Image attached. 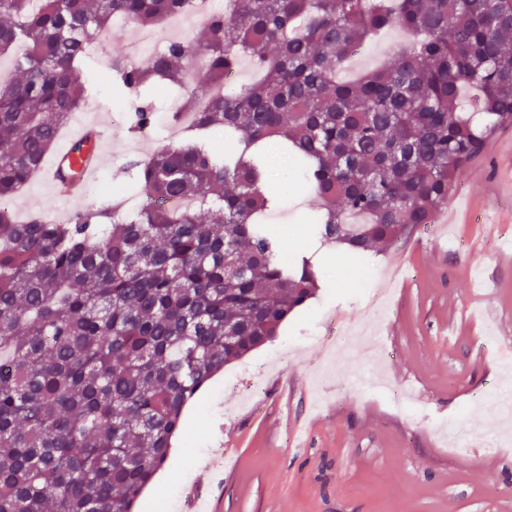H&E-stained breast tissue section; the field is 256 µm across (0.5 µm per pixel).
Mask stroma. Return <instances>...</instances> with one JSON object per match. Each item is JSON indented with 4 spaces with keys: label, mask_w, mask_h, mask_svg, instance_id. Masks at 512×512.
Listing matches in <instances>:
<instances>
[{
    "label": "stroma",
    "mask_w": 512,
    "mask_h": 512,
    "mask_svg": "<svg viewBox=\"0 0 512 512\" xmlns=\"http://www.w3.org/2000/svg\"><path fill=\"white\" fill-rule=\"evenodd\" d=\"M134 30L115 24L98 39L87 70L93 91L83 118L101 119L111 155L74 203L38 179L15 198L40 211L98 207L102 188L123 182V165L167 147L171 97L155 100V123L130 135L115 106L110 62ZM405 33L370 41L341 73L353 79L390 57ZM512 126L491 135L461 173L428 228L364 256L334 252L305 236L318 206L309 191L279 195L261 217L287 225L289 252L321 272L315 296L277 336L225 366L185 410L167 466L137 512H181L173 492L190 485L219 512H512V433L496 401L472 406L512 384ZM391 287L381 317L366 312L367 291ZM369 329L379 357L349 348L319 376L322 334L332 326ZM406 390L418 414L395 404Z\"/></svg>",
    "instance_id": "1"
}]
</instances>
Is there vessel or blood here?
Masks as SVG:
<instances>
[{"label": "vessel or blood", "mask_w": 512, "mask_h": 512, "mask_svg": "<svg viewBox=\"0 0 512 512\" xmlns=\"http://www.w3.org/2000/svg\"><path fill=\"white\" fill-rule=\"evenodd\" d=\"M104 128V123L98 120L84 124L76 132L67 136L62 145L41 167L42 177L59 197L69 200L81 198L88 181L103 166L107 156ZM83 140L88 141V148L82 153H74V145ZM65 162L70 163L71 167L77 171L76 180L67 183L60 180L58 171L61 164Z\"/></svg>", "instance_id": "1"}]
</instances>
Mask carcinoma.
<instances>
[{"label": "carcinoma", "instance_id": "1", "mask_svg": "<svg viewBox=\"0 0 512 512\" xmlns=\"http://www.w3.org/2000/svg\"><path fill=\"white\" fill-rule=\"evenodd\" d=\"M195 0H0V512H135L169 460L186 406L224 366L272 340L320 279L258 216L268 154L317 195L309 223L362 255L432 223L491 134L512 125V0H224L201 42L113 84L158 77L193 114L175 149L130 159L133 216L108 200L63 223L7 202L88 104V41L115 19L153 27ZM413 39L356 81L336 71L389 29ZM247 59L259 78L224 87ZM190 72L194 90L184 89ZM478 92L463 109L462 93ZM129 131L154 121L129 104ZM224 149L212 144L215 131Z\"/></svg>", "mask_w": 512, "mask_h": 512}]
</instances>
